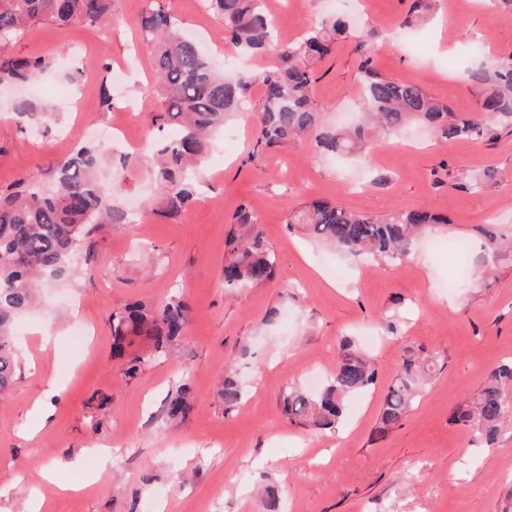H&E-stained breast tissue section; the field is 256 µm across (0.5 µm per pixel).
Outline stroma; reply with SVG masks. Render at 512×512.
<instances>
[{"instance_id":"35a3bbf8","label":"stroma","mask_w":512,"mask_h":512,"mask_svg":"<svg viewBox=\"0 0 512 512\" xmlns=\"http://www.w3.org/2000/svg\"><path fill=\"white\" fill-rule=\"evenodd\" d=\"M277 30L295 38L331 6L266 0ZM145 0H113L99 25L67 30L34 26L11 47L43 56L50 68L21 88L0 90V188L27 175L48 178L98 131L126 121L130 138L153 139L159 106L152 47L137 22ZM186 34H211L207 52L226 72L240 64L223 21L202 0H164ZM356 30L373 50L377 71L420 85L465 117L481 113V94L465 75L462 50L485 41L487 55L512 53V19L493 0H439L417 29L419 45L400 51L398 23L409 0H357ZM313 96L323 119L340 125L358 112V55L350 41L316 67ZM112 98L102 111V94ZM260 89L249 109L224 124L198 173L197 193L181 215L155 211L144 166L120 167L103 152V171L120 191L114 205L136 221L87 236L68 271L43 283L38 302L15 325L20 368L0 397V512H259L271 483L284 512H505L512 507V420L493 447L450 423V414L488 373L512 360V128L496 140L448 142L421 127L385 137L365 161L337 164L313 140L255 152ZM35 120L15 115L20 100ZM493 176L479 193L447 174ZM315 200L363 213L424 206L445 225L417 238L408 256L380 263L336 250L289 229L292 209ZM260 218L276 255L268 280L224 287L229 221L240 202ZM508 246L487 260L485 230ZM178 296L190 306L184 334L168 356L137 375L112 352V313L140 300ZM89 330L87 352L67 353L76 324ZM352 340L375 362L376 382L347 402L338 430L290 423L281 411L288 387L318 390ZM436 360L434 377L408 416L377 435L384 394L406 346ZM242 390L225 409L216 394L224 376ZM55 394H47L48 382ZM196 396L185 417L166 403L182 382ZM113 453L92 472L95 449ZM52 470L55 485L41 484Z\"/></svg>"}]
</instances>
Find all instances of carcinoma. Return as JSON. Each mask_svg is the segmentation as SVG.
Wrapping results in <instances>:
<instances>
[{"label": "carcinoma", "instance_id": "carcinoma-1", "mask_svg": "<svg viewBox=\"0 0 512 512\" xmlns=\"http://www.w3.org/2000/svg\"><path fill=\"white\" fill-rule=\"evenodd\" d=\"M139 17L141 33L154 46L151 62L158 80L160 109L152 116L158 132L178 129L173 138L163 137L149 157L157 189V211L175 217L186 210L195 191L194 170L211 147L214 131L224 120L245 110L251 89L263 90L257 119V145L281 147L307 135L321 150L335 155L367 156L376 136L400 134L414 125H425L441 139L493 141L499 125L512 124V55L492 61L475 58L467 78L482 91L484 116L462 117L431 97L419 85L381 75L375 70L371 51L361 35L346 21L325 18L303 35L274 46L275 21L266 0H204L207 8L224 21V31L234 48L244 54L263 55L276 49L277 65L260 72L221 73L193 40L182 35L171 15L159 3ZM434 0H412L402 27L425 20ZM112 0H0V85L24 83L45 71L42 57H13L5 48L34 25L51 23L60 29L73 24L96 25L110 12ZM356 38L358 69L363 74L364 122L352 128L323 125L321 107L312 88L315 65L331 55L337 43ZM101 158L90 146L64 157L46 186L35 176L0 189V396L14 382L19 360L13 333L17 314L34 302L38 278L59 274L79 249L87 226L128 224L129 213L111 204L116 186L100 175ZM231 223L243 226L232 232V248L224 263L227 288L260 283L274 273L275 256L257 230L258 220L244 202ZM308 237L353 255L384 262L399 260L412 239L434 224L448 220L426 208H403L387 214H365L330 202H313L290 214ZM189 306L181 298L152 305L135 302L112 314V347L120 356L141 341L146 349L131 354L124 374L135 376L153 359L165 356L183 334ZM434 364L409 347L401 368L384 396L378 432L397 426L411 411L430 378ZM375 366L354 343H345L336 369L318 394L290 387L282 399V412L299 426L335 430L346 399L375 383ZM219 395L231 408L242 398L233 379L226 377ZM190 387L181 385L167 405L171 418L184 417L193 409ZM512 413V361L495 367L482 387L456 406L452 424L468 428L492 444L503 418ZM263 512H282L277 488L263 489Z\"/></svg>", "mask_w": 512, "mask_h": 512}]
</instances>
